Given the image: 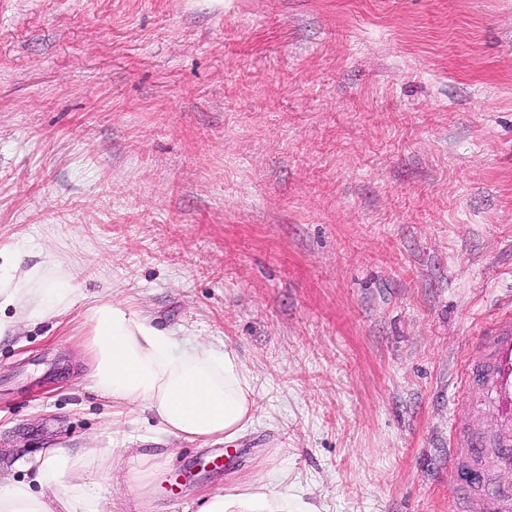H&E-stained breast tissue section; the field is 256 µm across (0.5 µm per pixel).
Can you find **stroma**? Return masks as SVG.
Masks as SVG:
<instances>
[{
	"label": "stroma",
	"instance_id": "1",
	"mask_svg": "<svg viewBox=\"0 0 512 512\" xmlns=\"http://www.w3.org/2000/svg\"><path fill=\"white\" fill-rule=\"evenodd\" d=\"M223 348L258 411L165 512L281 469L457 512L459 355L512 295V0H0V247ZM80 310L0 338V461L112 444Z\"/></svg>",
	"mask_w": 512,
	"mask_h": 512
}]
</instances>
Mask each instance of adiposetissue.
<instances>
[{"label": "adipose tissue", "mask_w": 512, "mask_h": 512, "mask_svg": "<svg viewBox=\"0 0 512 512\" xmlns=\"http://www.w3.org/2000/svg\"><path fill=\"white\" fill-rule=\"evenodd\" d=\"M5 257L14 274L0 281V335L14 331L16 324L84 305L90 377L100 396L111 400L113 421L140 408L153 417L159 440L202 446L236 441L252 427L255 391L232 343L218 351L182 342L175 330L158 327L144 310L124 301L85 302L58 265L23 266L15 248L0 249V259ZM8 308L13 316H5ZM164 457L158 450L55 446L18 458L0 467V512H107V480L117 485L136 481L127 512H146L151 479ZM18 470L31 471L32 479H16ZM287 484L284 470L249 476L224 490L202 492L197 512H319L317 505L285 494Z\"/></svg>", "instance_id": "adipose-tissue-1"}]
</instances>
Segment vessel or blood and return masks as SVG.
I'll return each mask as SVG.
<instances>
[{"label": "vessel or blood", "instance_id": "obj_1", "mask_svg": "<svg viewBox=\"0 0 512 512\" xmlns=\"http://www.w3.org/2000/svg\"><path fill=\"white\" fill-rule=\"evenodd\" d=\"M467 350L448 437L459 512H512V486L487 474L512 472V298L496 307Z\"/></svg>", "mask_w": 512, "mask_h": 512}]
</instances>
